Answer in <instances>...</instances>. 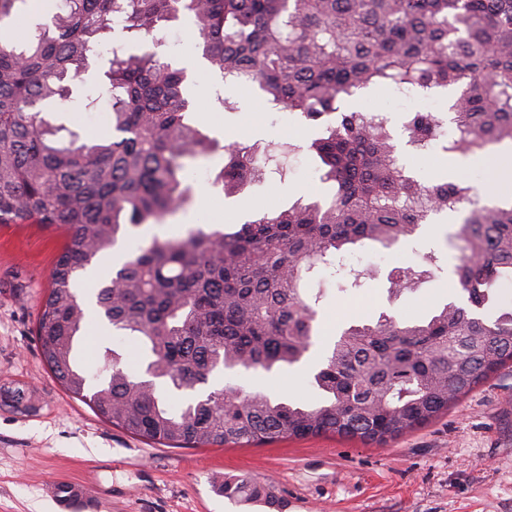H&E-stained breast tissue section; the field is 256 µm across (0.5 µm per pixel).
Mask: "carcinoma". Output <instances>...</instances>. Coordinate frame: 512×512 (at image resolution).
Returning <instances> with one entry per match:
<instances>
[{
    "label": "carcinoma",
    "instance_id": "1",
    "mask_svg": "<svg viewBox=\"0 0 512 512\" xmlns=\"http://www.w3.org/2000/svg\"><path fill=\"white\" fill-rule=\"evenodd\" d=\"M125 17L140 51L112 55L110 106L92 141L43 115L72 102V86L101 57L97 48ZM188 18L192 52L257 88L305 121L326 122L309 149L324 202L295 203L233 231L214 224L150 239L123 254L95 295L98 318L136 341L145 375L107 347L93 374L73 350L88 322L77 285L130 230L160 224L190 201L188 162L218 148L195 123L186 70L163 60L164 23ZM426 93L458 89V131L444 150L479 154L512 143V0H57L23 49L0 42V224L64 226L70 242L52 271L36 328L42 356L67 391L127 432L169 448L250 446L336 434L385 444L437 419L512 361V311L488 310V285L512 276V202L472 211L455 232V274L466 303L401 324L382 315L349 325L326 348L313 385L324 402L302 408L226 385L201 388L226 370L271 372L300 363L315 345L318 310L301 283L315 269L344 271L346 248H389L432 214L469 201L447 181L420 182L399 165L385 121L340 112L371 86ZM443 119L416 112L409 144L425 149ZM279 155L258 160L239 143L217 182L241 190ZM182 402L175 407L169 395ZM218 492L282 507L273 487L247 474Z\"/></svg>",
    "mask_w": 512,
    "mask_h": 512
}]
</instances>
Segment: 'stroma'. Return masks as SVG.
I'll use <instances>...</instances> for the list:
<instances>
[{"label":"stroma","mask_w":512,"mask_h":512,"mask_svg":"<svg viewBox=\"0 0 512 512\" xmlns=\"http://www.w3.org/2000/svg\"><path fill=\"white\" fill-rule=\"evenodd\" d=\"M108 67L100 60L85 83L74 87L71 107L50 112L52 122L84 136L101 132L105 124L98 115L105 103L89 108L85 102L100 91ZM188 78L194 116L206 133L220 140L230 128L243 144L289 149L287 173L266 174L228 196L212 184L224 164L223 150H216L190 163L191 203L164 223L143 226L138 237H173L204 216L232 227L326 195L308 149L322 126L287 111L263 112L261 92L226 82L209 67L189 71ZM455 96L452 87L429 98L371 87L344 100L341 109L380 114L409 175L462 184L477 200L478 184L493 177L488 157L499 145L478 157L439 146L422 155L409 146L403 128L411 113L436 110L445 119L447 138H454L449 107ZM470 210L467 203L432 217L391 248L349 252L346 263L361 271L360 287L340 291L338 277L328 272L306 278V294L321 297L320 343L330 342L341 327L376 321L382 313L413 322L461 301L459 253L448 238ZM69 239L64 228L0 224V512H60L48 494L53 481L85 486V498L73 512H97L101 501L108 512H271L261 503L237 505L217 492L216 483L241 474L270 483L285 503L282 512H512V364L462 396L446 415L384 445L324 434L259 446L168 448L112 426L61 386L35 335L51 271ZM430 253L438 264L434 278L392 293L395 273L424 269ZM105 346L124 353L128 372L143 373L133 341L95 320L75 346L77 365L96 369ZM315 371L309 358L269 373L228 372L217 383L313 408L322 403L312 384Z\"/></svg>","instance_id":"obj_1"}]
</instances>
